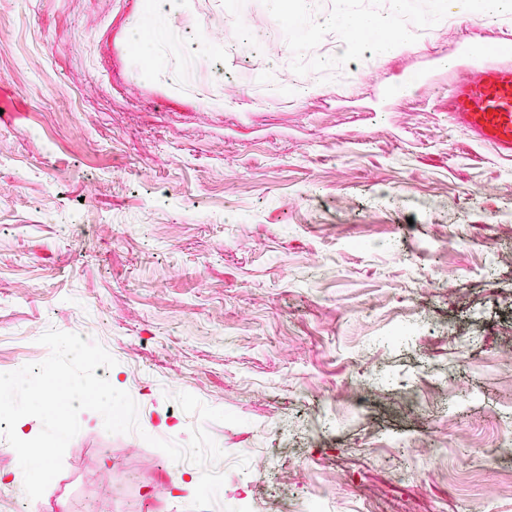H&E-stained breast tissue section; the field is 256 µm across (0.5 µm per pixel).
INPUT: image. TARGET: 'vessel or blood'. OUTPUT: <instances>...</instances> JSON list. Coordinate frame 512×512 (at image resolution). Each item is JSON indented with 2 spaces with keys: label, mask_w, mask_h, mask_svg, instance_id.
<instances>
[{
  "label": "vessel or blood",
  "mask_w": 512,
  "mask_h": 512,
  "mask_svg": "<svg viewBox=\"0 0 512 512\" xmlns=\"http://www.w3.org/2000/svg\"><path fill=\"white\" fill-rule=\"evenodd\" d=\"M448 71V119L470 140L512 161V42L466 43Z\"/></svg>",
  "instance_id": "b4317fda"
}]
</instances>
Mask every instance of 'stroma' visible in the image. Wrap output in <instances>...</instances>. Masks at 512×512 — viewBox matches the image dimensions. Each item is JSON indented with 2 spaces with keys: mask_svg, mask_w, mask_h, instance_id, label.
<instances>
[{
  "mask_svg": "<svg viewBox=\"0 0 512 512\" xmlns=\"http://www.w3.org/2000/svg\"><path fill=\"white\" fill-rule=\"evenodd\" d=\"M471 0H0V370L91 331L139 432L79 415L42 512H188L185 391L239 416L213 512H512V162L448 122L451 77L512 40ZM405 39L334 61L337 18ZM139 41H131L132 32ZM264 455L279 486L240 481ZM440 69L441 65L437 62H433L425 74L420 76L408 75L404 79L389 86L384 93V97H386L388 101L406 99L412 94L417 85L427 81L434 72Z\"/></svg>",
  "mask_w": 512,
  "mask_h": 512,
  "instance_id": "obj_1",
  "label": "stroma"
}]
</instances>
